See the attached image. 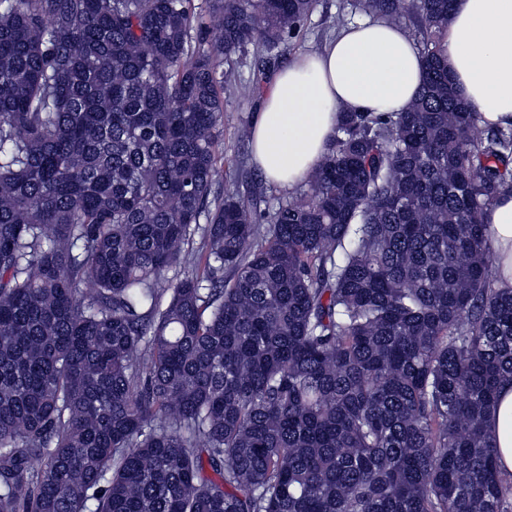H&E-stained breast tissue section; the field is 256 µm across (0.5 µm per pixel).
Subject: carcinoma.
I'll return each instance as SVG.
<instances>
[{"instance_id": "carcinoma-1", "label": "carcinoma", "mask_w": 512, "mask_h": 512, "mask_svg": "<svg viewBox=\"0 0 512 512\" xmlns=\"http://www.w3.org/2000/svg\"><path fill=\"white\" fill-rule=\"evenodd\" d=\"M452 5L355 0L416 20L423 85L346 113L262 234L222 65L263 74L316 0H0V512H512V129L453 91ZM486 233L492 245L493 285L512 290V190L509 188L488 207L484 216ZM486 424L497 448L501 471L512 473V381L501 383Z\"/></svg>"}]
</instances>
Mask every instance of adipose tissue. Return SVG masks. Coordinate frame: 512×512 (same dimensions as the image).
Instances as JSON below:
<instances>
[{
    "instance_id": "adipose-tissue-1",
    "label": "adipose tissue",
    "mask_w": 512,
    "mask_h": 512,
    "mask_svg": "<svg viewBox=\"0 0 512 512\" xmlns=\"http://www.w3.org/2000/svg\"><path fill=\"white\" fill-rule=\"evenodd\" d=\"M444 57L456 93L479 126L512 127V0H455ZM424 78L418 46L383 19L349 24L321 52L303 54L266 89L251 129L253 163L269 182L293 189L315 170L347 112H402ZM493 285L512 290V190L488 207ZM503 473H512V381L487 418Z\"/></svg>"
}]
</instances>
